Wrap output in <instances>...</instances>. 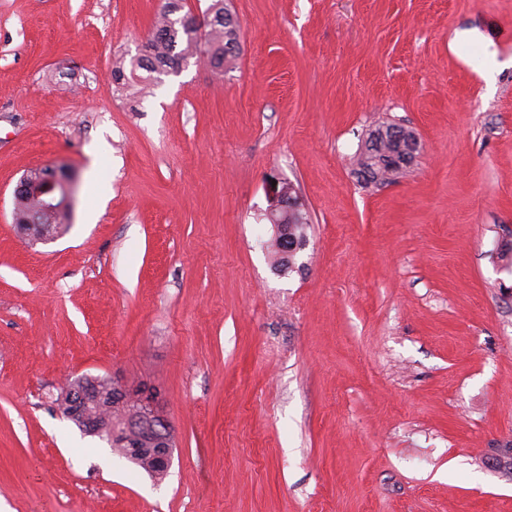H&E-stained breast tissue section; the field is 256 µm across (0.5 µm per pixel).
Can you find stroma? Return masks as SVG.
Returning a JSON list of instances; mask_svg holds the SVG:
<instances>
[{
  "instance_id": "35a3bbf8",
  "label": "stroma",
  "mask_w": 512,
  "mask_h": 512,
  "mask_svg": "<svg viewBox=\"0 0 512 512\" xmlns=\"http://www.w3.org/2000/svg\"><path fill=\"white\" fill-rule=\"evenodd\" d=\"M164 3L0 0V504L512 512V0H226L224 77L117 90ZM390 124L419 147L377 187ZM36 167L74 186L47 242L15 226ZM81 376L157 394L163 477L56 410ZM399 129V132L403 134L405 129L402 126L396 125H387L383 127H379L370 135V140L368 145L365 147L360 159H359V169L361 173H363L365 180L369 184L374 185H387L394 181L396 178L400 177L409 166H404L402 168H393L389 167V164L383 160L382 156L376 154L374 152V140L373 137L376 134H380L382 131L387 132L388 129ZM393 129L389 131V134L392 138H402L400 135L395 134ZM290 214V215H289ZM269 224H272L273 229L275 231V237L273 238V264L279 270H291L294 265V257L295 254L288 255V259L285 258L284 254L280 250V244L276 235L279 237V240L282 244V249L284 252L288 254V232H290L291 236L295 238L298 242L299 246H304L306 242L305 229L307 224V219L304 214L297 209L292 208L288 205V212L285 217H275L270 218L267 217ZM283 221L282 224L277 222ZM288 225V226H287Z\"/></svg>"
}]
</instances>
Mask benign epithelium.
<instances>
[{"label": "benign epithelium", "instance_id": "7a95c632", "mask_svg": "<svg viewBox=\"0 0 512 512\" xmlns=\"http://www.w3.org/2000/svg\"><path fill=\"white\" fill-rule=\"evenodd\" d=\"M17 199L28 196L41 201L38 210H31L24 214L16 213V223L19 228L40 240H50L55 237L51 226L43 223V216L59 217L67 214L72 205L70 188H60L59 181L49 173L34 177L24 174L14 190ZM108 390L117 404L136 401L139 407L128 412L124 418L126 433H134L141 440L148 443L146 448H132L130 454L146 453L151 456L154 470L167 471L172 464L175 435L171 426L159 411L156 397L145 395L139 390L124 384L116 379H107ZM92 388L80 378L70 383L66 388L69 401L78 410L88 406Z\"/></svg>", "mask_w": 512, "mask_h": 512}]
</instances>
